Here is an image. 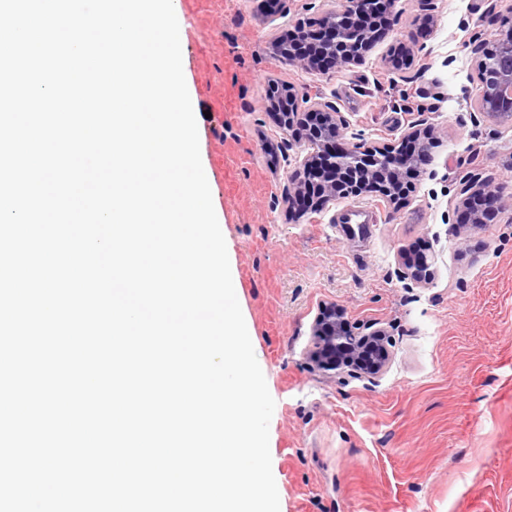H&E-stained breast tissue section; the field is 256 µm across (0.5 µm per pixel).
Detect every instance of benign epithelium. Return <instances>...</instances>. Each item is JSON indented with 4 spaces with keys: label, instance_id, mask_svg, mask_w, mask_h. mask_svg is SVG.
<instances>
[{
    "label": "benign epithelium",
    "instance_id": "1",
    "mask_svg": "<svg viewBox=\"0 0 512 512\" xmlns=\"http://www.w3.org/2000/svg\"><path fill=\"white\" fill-rule=\"evenodd\" d=\"M394 5L395 0H342L339 6L322 12L311 22L299 24L297 40L289 49L274 42L273 54L308 71L318 70L317 61L323 57L337 68L360 65L383 33L377 29V22L391 19ZM472 45L476 74L472 111L512 120V70L485 63L486 54L493 49L512 52V28L479 30L472 35ZM285 98L288 105L279 109L268 103L265 112L288 133L285 149L298 148L303 153L281 192L288 207L298 203L304 183L313 176L318 180L319 196L310 205L312 209L333 204L338 196L357 198L370 193L394 206L410 202L414 180L403 182L396 190L389 189L385 182L400 178L406 159L412 155L404 147L417 148L422 139L419 129L410 128L398 143L378 150L364 140L349 145L339 142L344 117L336 103L313 101L291 88ZM459 195L469 224L485 223L486 211L475 210L476 204L491 205L498 200V190L491 179H469L463 182ZM404 268L405 276L419 283L429 274L428 258H407ZM342 314L343 310L334 303L322 306L312 325L310 359L325 372L360 376L364 370L358 362L370 354L375 360L374 373L381 372L390 357L384 330L368 324L354 333L341 326Z\"/></svg>",
    "mask_w": 512,
    "mask_h": 512
}]
</instances>
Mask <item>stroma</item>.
Returning <instances> with one entry per match:
<instances>
[{"label":"stroma","mask_w":512,"mask_h":512,"mask_svg":"<svg viewBox=\"0 0 512 512\" xmlns=\"http://www.w3.org/2000/svg\"><path fill=\"white\" fill-rule=\"evenodd\" d=\"M341 0H179L183 73L199 111L239 304L276 405L269 425L280 512H512V123L474 112L469 39L481 19L512 21V0H397L400 19L366 62L313 72L280 62L272 39ZM424 49L405 66L402 46ZM340 106L349 133L373 146L430 127L410 204L349 200L292 219L276 197L294 155L266 115L269 81ZM499 187L490 221L457 211L460 183ZM431 278L404 279L414 246ZM349 327L388 332L391 360L374 377L319 370L309 359L319 309Z\"/></svg>","instance_id":"35a3bbf8"}]
</instances>
